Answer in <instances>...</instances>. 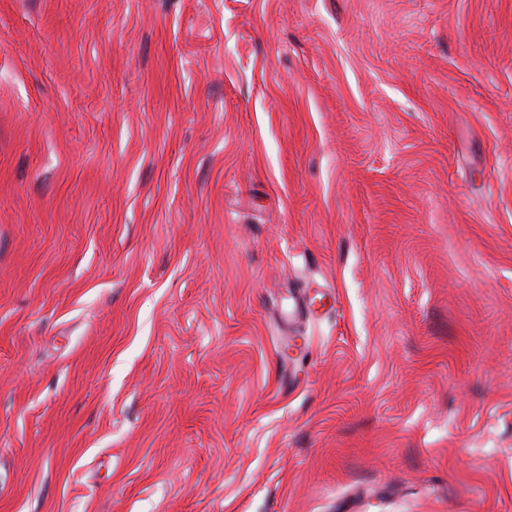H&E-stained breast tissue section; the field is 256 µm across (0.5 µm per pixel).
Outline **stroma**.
Masks as SVG:
<instances>
[{"label": "stroma", "instance_id": "35a3bbf8", "mask_svg": "<svg viewBox=\"0 0 512 512\" xmlns=\"http://www.w3.org/2000/svg\"><path fill=\"white\" fill-rule=\"evenodd\" d=\"M0 512H512V0H0Z\"/></svg>", "mask_w": 512, "mask_h": 512}]
</instances>
